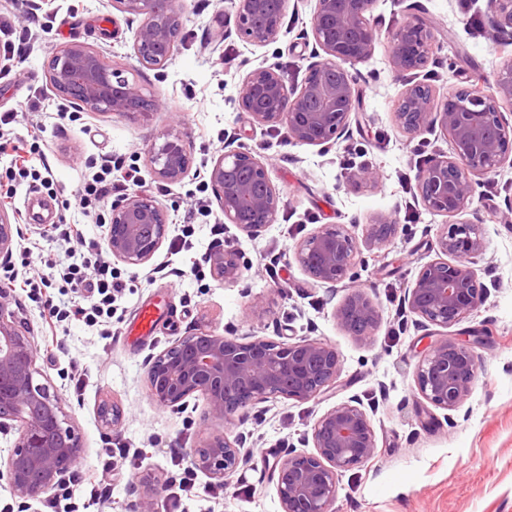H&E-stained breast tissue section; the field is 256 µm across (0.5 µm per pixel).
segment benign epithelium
Instances as JSON below:
<instances>
[{
  "mask_svg": "<svg viewBox=\"0 0 512 512\" xmlns=\"http://www.w3.org/2000/svg\"><path fill=\"white\" fill-rule=\"evenodd\" d=\"M304 0H232L235 33L257 46L276 42L288 10L298 11ZM375 0H315L310 27L299 34L310 49L303 83L288 85L275 64L259 66L244 78L238 109L259 123L281 127L295 145L319 147L328 153L349 132L358 105L356 65L375 52L378 29L371 15ZM113 7L139 19L132 45L138 63L163 68L174 55L182 28L179 0H112ZM492 28L512 33V0H488ZM433 27L417 18L392 37L388 63L401 77L424 69L434 56ZM126 69L87 43L70 42L56 48L45 65L46 79L56 95L89 112L145 117L152 110L140 86L129 82ZM512 109V64L490 84L483 74L437 100L425 82H404L393 121L412 141L440 130L452 152L438 151L419 165L417 197L436 215L454 217L467 211L480 181L512 168V120L501 111ZM210 172L212 190L224 220L249 238L262 236L276 223L277 190L268 164L253 150L228 140ZM192 162L182 135L170 131L151 152L154 175L166 182L180 180ZM350 182L375 187L378 178L366 168ZM399 228L397 214L371 220L366 242L381 247ZM165 207L153 196L136 193L112 205L107 247L116 259L133 266L149 262L166 236ZM9 216L0 212V255L12 252ZM437 258L419 270L405 290L401 313L413 318L430 342L418 361L414 377L420 396L437 408L459 409L470 394L479 367L475 343L437 334L481 308L488 288L481 281L476 257L484 250L480 225L467 220L444 224L436 234ZM359 247L352 233L321 229L294 247L299 266L322 285L347 282L349 292L334 312L337 324L355 337L374 331L383 320L380 305L357 284L354 269ZM209 261L217 279L233 285L243 263L233 250L216 251ZM37 348L20 332L0 293V430L16 422L18 438L0 463V481L22 500L44 499L63 484L82 457L84 448L75 430L65 426L62 394L35 382ZM341 374L336 346L300 338L281 343L245 334L224 336L203 330L176 340L147 364L151 397L163 406L186 403L199 394L206 401L199 443L188 450L194 468L218 483L231 482L253 457L241 439L209 428L248 418L256 403L280 395L307 402L332 389ZM101 422L114 430L122 424L118 405L104 402ZM313 450L284 446L278 455L275 491L281 512H334L339 476L359 468L377 455L375 431L359 400L326 411L312 429Z\"/></svg>",
  "mask_w": 512,
  "mask_h": 512,
  "instance_id": "1",
  "label": "benign epithelium"
}]
</instances>
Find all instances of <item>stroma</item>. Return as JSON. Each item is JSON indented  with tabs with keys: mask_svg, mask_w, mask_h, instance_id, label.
I'll return each mask as SVG.
<instances>
[{
	"mask_svg": "<svg viewBox=\"0 0 512 512\" xmlns=\"http://www.w3.org/2000/svg\"><path fill=\"white\" fill-rule=\"evenodd\" d=\"M181 7L173 59L155 69L133 57L135 26L112 0H0V43L29 42L24 56L0 52V114L16 115L0 127V210L16 219L12 254L0 256V291L10 295L19 326L35 341L37 382L60 389L67 422L84 447L64 493L25 503L0 486V512H127L134 485L152 498L155 512H281L271 481L281 444L301 445L321 415L354 397L373 411L378 453L343 473L336 512H512V226L504 221L512 210V169L480 185L466 212L467 219L483 220L480 265L490 295L460 324L482 332L475 348L480 365L470 396L453 414L419 395L414 371L427 340L399 315L405 288L436 257L432 245L445 222L417 202L409 184L424 157L451 144L437 131L409 142L395 127L402 83L387 62L390 41L410 17L433 24L434 62L408 77L427 80L438 96L462 86L471 68L494 77L512 62V42L495 44L487 0H376L379 40L373 58L358 66L360 126L323 156L236 105L244 77L262 64H277L287 84L303 82L307 53L297 35L311 22L312 0L287 16V33L264 47L225 36L231 0H181ZM69 42L101 47L158 110L142 119L64 108L44 65L57 45ZM171 130L182 133L192 165L167 183L154 176L149 156ZM229 133L269 162L278 191L277 221L254 240L225 223L209 180ZM105 158L115 188L82 210L76 191ZM354 164L378 172V187L349 184ZM133 169L142 176L141 191L167 209L160 248L141 266L113 260L111 316L93 326L74 317L47 319L46 300L91 303L63 279L57 259L68 244L59 225L77 227L83 241L105 248L110 208L130 197L122 182ZM390 212L399 218L397 234L382 247H365L370 216ZM349 224L363 244L356 279L372 287L383 310L381 325L359 339L334 319L345 289L314 282L293 257L296 242L311 232ZM217 247L243 256L237 284L214 277L206 257ZM144 309L154 319L148 335L136 324ZM200 328L277 342L305 336L334 344L342 360L330 392L306 403L271 397L253 406L246 423L228 426L229 436H243L254 451L228 485L192 468L188 458L204 429V398L161 406L145 383L148 360ZM77 375L85 382L80 390ZM106 399L123 411L119 429L99 419ZM111 445L126 449V457L106 460ZM102 483L109 496L90 499Z\"/></svg>",
	"mask_w": 512,
	"mask_h": 512,
	"instance_id": "obj_1",
	"label": "stroma"
}]
</instances>
